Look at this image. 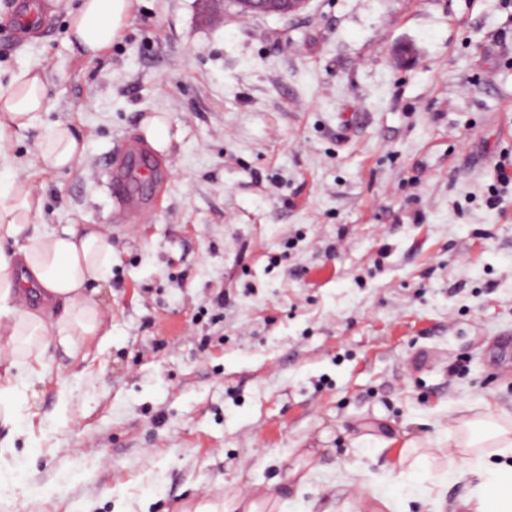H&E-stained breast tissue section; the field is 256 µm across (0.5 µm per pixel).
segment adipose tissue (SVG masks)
<instances>
[{"instance_id": "1", "label": "adipose tissue", "mask_w": 512, "mask_h": 512, "mask_svg": "<svg viewBox=\"0 0 512 512\" xmlns=\"http://www.w3.org/2000/svg\"><path fill=\"white\" fill-rule=\"evenodd\" d=\"M137 0H81L69 14L68 37L83 56L94 60L120 38ZM49 109L48 87L41 68H21L7 87H0V155L13 132L35 126ZM86 142L75 126L57 123L45 129L36 153L39 171L72 168ZM42 198L32 182L0 169V424L19 426L21 385L40 379L38 370L56 333L68 339L93 336L103 325L94 300L112 275V239L97 228L43 232L20 240L22 225L34 223ZM394 445L391 473L395 492L377 496L374 512H402L397 493L407 478L430 466L434 453L444 457L441 480L474 478L454 512H512V466L495 467L491 457L512 458V413L484 409L456 417L447 442L434 445L417 436L383 438ZM186 512H279L272 491L242 493L203 500Z\"/></svg>"}]
</instances>
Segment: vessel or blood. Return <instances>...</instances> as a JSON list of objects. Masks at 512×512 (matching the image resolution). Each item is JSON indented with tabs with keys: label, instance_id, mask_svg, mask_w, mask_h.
Listing matches in <instances>:
<instances>
[{
	"label": "vessel or blood",
	"instance_id": "1",
	"mask_svg": "<svg viewBox=\"0 0 512 512\" xmlns=\"http://www.w3.org/2000/svg\"><path fill=\"white\" fill-rule=\"evenodd\" d=\"M120 150L126 163L121 170L112 172L109 192L130 215L135 216L140 222H150L154 217V211L146 204L143 190L160 179L161 171L137 143H123Z\"/></svg>",
	"mask_w": 512,
	"mask_h": 512
}]
</instances>
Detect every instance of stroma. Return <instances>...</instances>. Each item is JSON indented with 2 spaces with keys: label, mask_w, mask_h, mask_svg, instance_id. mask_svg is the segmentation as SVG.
<instances>
[{
  "label": "stroma",
  "mask_w": 512,
  "mask_h": 512,
  "mask_svg": "<svg viewBox=\"0 0 512 512\" xmlns=\"http://www.w3.org/2000/svg\"><path fill=\"white\" fill-rule=\"evenodd\" d=\"M64 12L19 25L0 0V84L42 67L43 125H74L73 169L13 173L43 197L24 236L112 231L104 329L49 334L24 387L0 512H183L282 479L299 448L322 469L284 512H370L391 451L357 427L447 439L451 418L512 411V6L507 0H309L241 15L232 0H139L97 61ZM412 47L402 67L396 51ZM163 113L181 138L136 223L105 182L119 146ZM498 192L497 207L486 206ZM223 308H216L217 292ZM408 479V512L469 490Z\"/></svg>",
  "instance_id": "35a3bbf8"
}]
</instances>
